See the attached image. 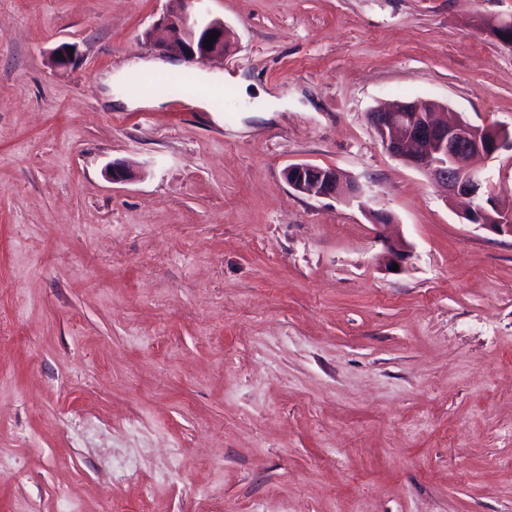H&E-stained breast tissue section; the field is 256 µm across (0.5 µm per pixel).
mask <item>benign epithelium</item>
Instances as JSON below:
<instances>
[{
    "label": "benign epithelium",
    "instance_id": "7a95c632",
    "mask_svg": "<svg viewBox=\"0 0 512 512\" xmlns=\"http://www.w3.org/2000/svg\"><path fill=\"white\" fill-rule=\"evenodd\" d=\"M203 0H168V5L154 27L169 33L165 40H152L153 30L145 38L162 54L203 63L222 56L231 48L230 31L219 19L201 15L196 4ZM479 28L500 44L512 48V20L480 19ZM217 39L207 47L204 40L210 33ZM69 44L58 45L51 52L53 66L58 68L75 64L77 55L69 54ZM63 58H57V53ZM436 103H396L368 113V121L375 129L382 145L395 158L423 171L445 184L451 196H467L481 200L490 183L484 168L474 164L477 159L490 160L504 149L512 150V134L499 128L478 127L462 118L448 119L438 112ZM288 185L297 193L311 198L339 196L349 200L363 199L359 185L348 181L333 167L310 164H291L284 170ZM467 220L498 234L512 236V208L497 201L489 207L475 206ZM411 247L405 239L391 233L385 236L384 266L403 264L411 257Z\"/></svg>",
    "mask_w": 512,
    "mask_h": 512
}]
</instances>
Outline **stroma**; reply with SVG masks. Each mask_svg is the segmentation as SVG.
Wrapping results in <instances>:
<instances>
[{
  "label": "stroma",
  "mask_w": 512,
  "mask_h": 512,
  "mask_svg": "<svg viewBox=\"0 0 512 512\" xmlns=\"http://www.w3.org/2000/svg\"><path fill=\"white\" fill-rule=\"evenodd\" d=\"M165 7L0 0V512H512V236L367 121L425 99L512 132L477 26L512 0H205L233 48L185 73L277 110L114 102ZM298 163L365 202L296 193ZM199 81L202 85L210 88L212 90V94L205 99H202L198 104L203 107L206 111L209 112H217L214 110L210 104L209 100L212 101V103L217 106L212 99L222 97L223 98V91H224V83L234 85L238 89V97L242 100H248L249 97L246 94V87L249 84L248 80L244 79L241 75H231L224 73L223 77L220 78V76H212L208 74H197ZM411 253L410 245L401 235L392 232L385 236L383 262L386 269H391L394 264H398V269L401 270L403 264L411 257Z\"/></svg>",
  "instance_id": "stroma-1"
}]
</instances>
